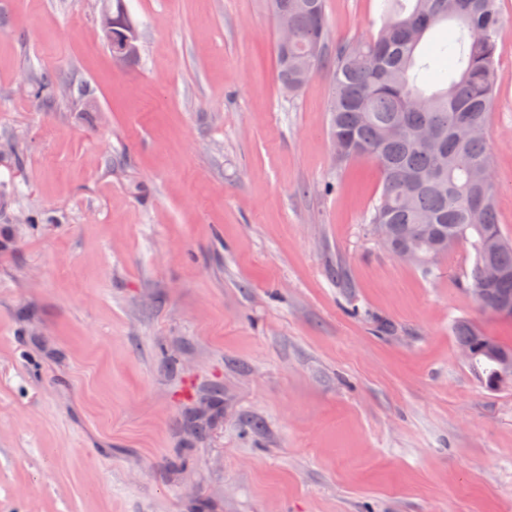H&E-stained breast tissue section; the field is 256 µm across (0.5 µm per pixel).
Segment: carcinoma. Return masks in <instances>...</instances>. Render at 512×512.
I'll list each match as a JSON object with an SVG mask.
<instances>
[{
	"mask_svg": "<svg viewBox=\"0 0 512 512\" xmlns=\"http://www.w3.org/2000/svg\"><path fill=\"white\" fill-rule=\"evenodd\" d=\"M314 12L307 0H288V53L277 51L282 88L298 94L321 67L330 65L334 83L328 112L330 135L340 142V162L369 157L378 163L381 191L370 223L391 226L397 243L419 224L434 236L419 244L420 267L429 266L458 243L471 246L474 262L465 289L481 288L493 312L512 301V238L498 224L491 156L484 137L494 96L493 74L500 27L498 0H384V23L375 37L345 44L328 55L326 0ZM453 22L458 35L439 46L456 59L444 87L427 91L429 69L423 49L428 31ZM55 80L45 74L32 87L44 103L54 97ZM492 265L500 274L489 280ZM459 345L475 351L468 363L484 385L495 376L494 361L481 341L512 355V346L459 319Z\"/></svg>",
	"mask_w": 512,
	"mask_h": 512,
	"instance_id": "1",
	"label": "carcinoma"
}]
</instances>
